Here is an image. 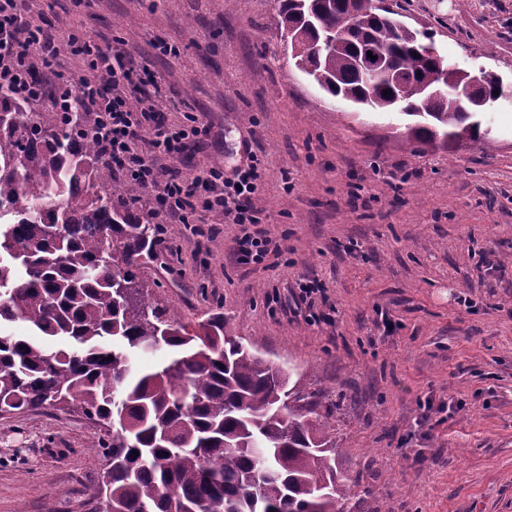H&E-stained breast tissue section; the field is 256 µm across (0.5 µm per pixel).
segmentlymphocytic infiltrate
<instances>
[{
    "label": "lymphocytic infiltrate",
    "instance_id": "1",
    "mask_svg": "<svg viewBox=\"0 0 512 512\" xmlns=\"http://www.w3.org/2000/svg\"><path fill=\"white\" fill-rule=\"evenodd\" d=\"M30 11L29 0H0V87L31 78L36 91L29 101L36 104L53 99L58 86H70L83 111L89 112L100 147L111 154L115 171L153 194L159 217L201 224L207 215H221L242 228L238 263H262L271 241L260 230V212L252 203L261 177L257 161L237 169L231 179L216 167L190 181L174 170L161 176V161L180 154L189 137L202 135L198 115H190L183 128L168 124L148 92L158 84L155 73L90 39L69 36L72 54L84 56L88 70L77 77L66 74L54 27L35 23Z\"/></svg>",
    "mask_w": 512,
    "mask_h": 512
}]
</instances>
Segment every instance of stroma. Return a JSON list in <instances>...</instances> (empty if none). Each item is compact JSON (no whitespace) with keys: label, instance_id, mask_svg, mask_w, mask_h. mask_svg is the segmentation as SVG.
<instances>
[{"label":"stroma","instance_id":"stroma-1","mask_svg":"<svg viewBox=\"0 0 512 512\" xmlns=\"http://www.w3.org/2000/svg\"><path fill=\"white\" fill-rule=\"evenodd\" d=\"M34 0L60 38L148 60L170 124L205 113L176 163L190 179L261 161L254 194L279 247L235 255L241 228L165 236L146 272L189 328L215 309L245 344L337 404L357 512H512V103L489 147L410 143L408 117L338 101L297 71L280 0ZM449 62L512 84V0H384ZM163 41L175 52L156 49ZM325 299L297 305L299 280ZM396 323L376 326L380 313ZM100 428L50 406L0 416V512H94Z\"/></svg>","mask_w":512,"mask_h":512}]
</instances>
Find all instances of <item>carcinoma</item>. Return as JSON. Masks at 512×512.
<instances>
[{
    "label": "carcinoma",
    "instance_id": "obj_1",
    "mask_svg": "<svg viewBox=\"0 0 512 512\" xmlns=\"http://www.w3.org/2000/svg\"><path fill=\"white\" fill-rule=\"evenodd\" d=\"M316 28L282 0L280 29L350 38L301 56L302 72L345 103L416 118L410 141L487 144L463 88L443 82L438 58L377 0H311ZM382 52L365 78L358 60ZM487 111L502 79L478 68ZM390 93L383 95V90ZM43 117L0 90V323L32 325L67 347L0 334V414L45 405L77 410L112 440L105 512H355L360 481L339 469L330 411L283 370L231 334L223 313L188 329L157 295L144 266L158 260L157 229L135 208L143 188L112 182V158L83 131L78 111ZM168 350L148 370L131 358Z\"/></svg>",
    "mask_w": 512,
    "mask_h": 512
}]
</instances>
